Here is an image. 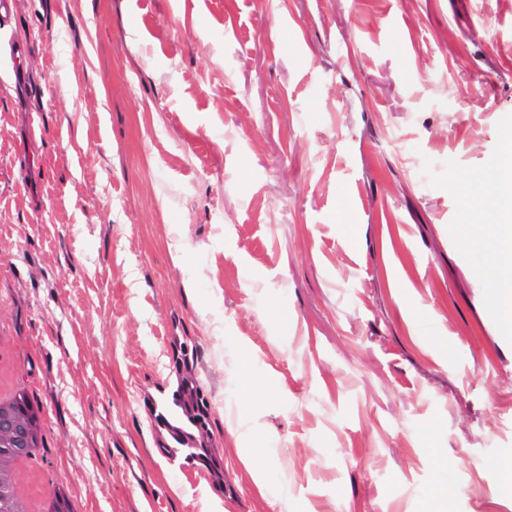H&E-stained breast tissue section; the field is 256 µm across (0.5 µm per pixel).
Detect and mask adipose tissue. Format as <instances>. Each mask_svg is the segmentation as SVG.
Masks as SVG:
<instances>
[{
	"mask_svg": "<svg viewBox=\"0 0 512 512\" xmlns=\"http://www.w3.org/2000/svg\"><path fill=\"white\" fill-rule=\"evenodd\" d=\"M480 196L485 212L501 223L497 236L486 246L500 271L495 281V311L499 328L512 335V137H506L500 159L467 185Z\"/></svg>",
	"mask_w": 512,
	"mask_h": 512,
	"instance_id": "1",
	"label": "adipose tissue"
}]
</instances>
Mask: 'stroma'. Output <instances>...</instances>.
Wrapping results in <instances>:
<instances>
[{
	"instance_id": "35a3bbf8",
	"label": "stroma",
	"mask_w": 512,
	"mask_h": 512,
	"mask_svg": "<svg viewBox=\"0 0 512 512\" xmlns=\"http://www.w3.org/2000/svg\"><path fill=\"white\" fill-rule=\"evenodd\" d=\"M14 34L0 323L47 487L86 512H426L443 491L512 512L497 220L462 189L512 129V0H17ZM178 339L220 485L159 445ZM8 55L11 63V73L16 83L22 82L26 77V60L29 56L30 45L27 40L20 38L8 42Z\"/></svg>"
}]
</instances>
